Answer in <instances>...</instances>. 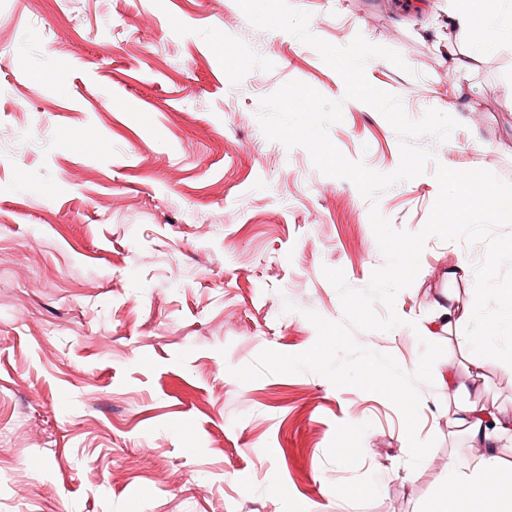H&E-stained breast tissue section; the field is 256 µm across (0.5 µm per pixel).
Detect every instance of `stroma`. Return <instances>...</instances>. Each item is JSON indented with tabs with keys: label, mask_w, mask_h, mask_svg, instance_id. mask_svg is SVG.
I'll return each instance as SVG.
<instances>
[{
	"label": "stroma",
	"mask_w": 512,
	"mask_h": 512,
	"mask_svg": "<svg viewBox=\"0 0 512 512\" xmlns=\"http://www.w3.org/2000/svg\"><path fill=\"white\" fill-rule=\"evenodd\" d=\"M401 2L290 0L330 44L361 35L402 55L407 70L376 58L367 77L412 119L458 120L448 141L418 140L439 163L512 181V41L455 72L448 0ZM59 33L73 50L56 51ZM291 80L345 91L236 0H0V512H451L447 467L475 457L456 405L512 413V369L470 380L463 327L435 335L436 365L468 389L421 386L417 437L435 445L415 468L383 396L231 374L266 348H311L304 310L341 320L323 267L362 289L384 263L356 186L263 135L260 98ZM329 135L370 169L399 165L396 131L363 102L345 101ZM438 192L428 172L378 208L415 233ZM485 255L429 237L396 297L403 326L356 340L414 372L442 296L474 300V278L448 268Z\"/></svg>",
	"instance_id": "obj_1"
}]
</instances>
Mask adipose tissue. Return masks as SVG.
I'll return each instance as SVG.
<instances>
[{
    "instance_id": "adipose-tissue-1",
    "label": "adipose tissue",
    "mask_w": 512,
    "mask_h": 512,
    "mask_svg": "<svg viewBox=\"0 0 512 512\" xmlns=\"http://www.w3.org/2000/svg\"><path fill=\"white\" fill-rule=\"evenodd\" d=\"M456 420L464 426L477 457L470 467L448 465L447 488L456 500L455 512H476L473 503L478 498L497 504L499 512H512V487H504L497 479L499 443L512 434V414L470 404L460 407Z\"/></svg>"
}]
</instances>
